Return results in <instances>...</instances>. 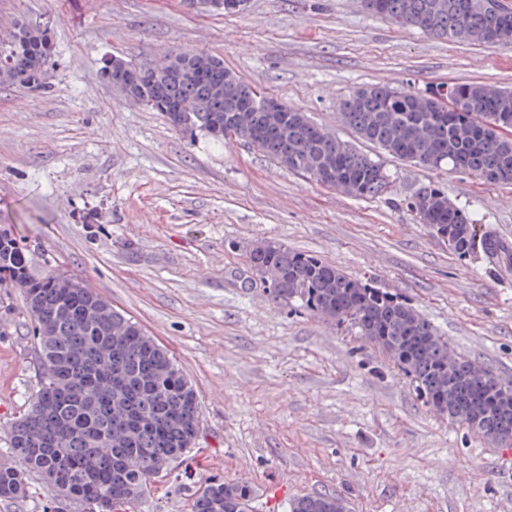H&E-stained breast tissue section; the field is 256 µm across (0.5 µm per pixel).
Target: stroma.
Returning <instances> with one entry per match:
<instances>
[{
  "mask_svg": "<svg viewBox=\"0 0 512 512\" xmlns=\"http://www.w3.org/2000/svg\"><path fill=\"white\" fill-rule=\"evenodd\" d=\"M19 22L47 30L55 65L47 91L0 90V228L33 275L66 268L137 320L198 393L196 449L134 512H190L209 479L247 482L252 512L313 493L346 512H512V448L425 406L354 333L273 300L247 261L261 239L317 255L512 378V265L459 257L405 204L438 185L512 241V186L390 158L389 194L356 199L242 142L189 139L100 74L112 56L201 51L347 139L338 102L354 87H512V45L434 38L361 0H250L228 14L184 0H0V30ZM37 365L21 291L0 288V465Z\"/></svg>",
  "mask_w": 512,
  "mask_h": 512,
  "instance_id": "1",
  "label": "stroma"
}]
</instances>
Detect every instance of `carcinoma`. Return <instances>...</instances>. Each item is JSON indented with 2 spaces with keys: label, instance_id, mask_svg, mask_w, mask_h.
Listing matches in <instances>:
<instances>
[{
  "label": "carcinoma",
  "instance_id": "cac0c4a2",
  "mask_svg": "<svg viewBox=\"0 0 512 512\" xmlns=\"http://www.w3.org/2000/svg\"><path fill=\"white\" fill-rule=\"evenodd\" d=\"M371 14L424 33L474 45L512 42V8L502 0H370ZM45 31L21 24L0 34V87L48 88L50 53L36 47ZM175 49L154 66L151 108L165 113L190 139H235L282 168L309 176L350 197L387 194L392 175L383 162L289 108L269 118L267 95L253 91L242 113L243 83H224V63L208 61L205 80L180 76ZM449 89L456 94L452 99ZM176 104L184 112H171ZM341 123L382 153L435 170L468 172L512 184V88L480 83L398 91L370 84L338 104ZM407 207L419 223L448 233L461 257L481 248L508 262L494 235L466 215L444 190L428 185ZM25 248L0 229V286L21 290L40 348L37 389L10 429L16 466H0V498L29 495L39 480L56 499L98 512H126L153 479L172 473L201 433L197 392L174 358L142 327L66 270L30 272ZM248 263L275 284L274 300L299 307L361 336L384 351L434 412L502 448L512 447V381L454 352L448 337L411 305L351 277L312 254L271 240L254 243ZM253 490L243 481L211 480L198 488L191 512H251ZM290 512H345L341 498L303 495Z\"/></svg>",
  "mask_w": 512,
  "mask_h": 512
}]
</instances>
